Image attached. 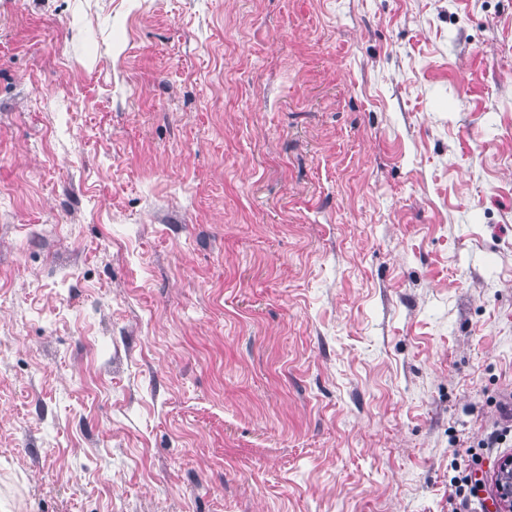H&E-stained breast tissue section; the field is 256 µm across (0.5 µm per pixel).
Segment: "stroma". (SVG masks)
Segmentation results:
<instances>
[{
  "label": "stroma",
  "instance_id": "stroma-1",
  "mask_svg": "<svg viewBox=\"0 0 512 512\" xmlns=\"http://www.w3.org/2000/svg\"><path fill=\"white\" fill-rule=\"evenodd\" d=\"M510 402L512 0H0V512H488Z\"/></svg>",
  "mask_w": 512,
  "mask_h": 512
}]
</instances>
